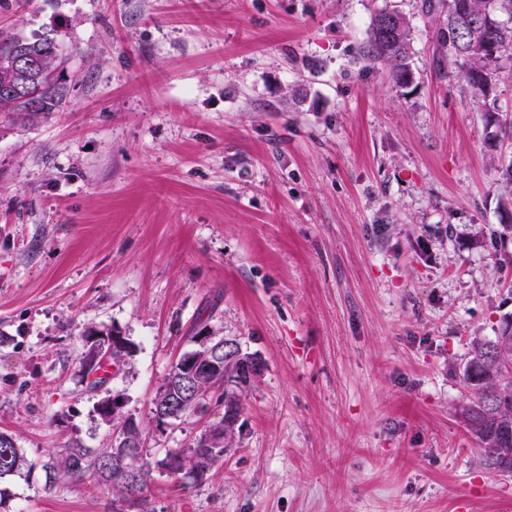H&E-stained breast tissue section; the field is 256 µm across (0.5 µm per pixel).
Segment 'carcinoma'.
<instances>
[{"mask_svg": "<svg viewBox=\"0 0 512 512\" xmlns=\"http://www.w3.org/2000/svg\"><path fill=\"white\" fill-rule=\"evenodd\" d=\"M461 6H469L471 15L479 24L459 28L448 24L439 29L438 42L448 49V58L457 65L472 89L483 96L493 87L497 63L507 52L512 53V0H458ZM399 38L389 39L382 35L376 24L370 25L369 45L371 58L384 65L389 75L398 83L413 74L411 58V29L405 17H400ZM22 44L40 61L41 67L29 73L13 74L11 83H30L39 91V111L52 112L63 101L64 91L55 75L57 42L47 36L23 38L0 35V59L10 55ZM481 76L483 84L471 81V75ZM37 111V112H39ZM0 112H19L35 116L26 102L0 100ZM487 341H476L470 355L476 362L475 371L464 373L465 381L475 391L471 405L465 410L467 431L479 441L485 465L503 464L500 449L512 445V381L508 362L512 361V344L503 343L494 352L485 348ZM82 380L92 372H99L104 363H94L93 349L81 354ZM122 449L103 448L98 452L72 442L59 453L48 454L43 464L45 489L53 490L65 480L82 481L86 478L113 484L121 499L128 506L142 502L141 495L151 479V469L137 457L120 463ZM188 461L191 469L210 472L224 461V452L215 448L190 447ZM27 457L18 448L11 435L0 432V480L18 475L27 467Z\"/></svg>", "mask_w": 512, "mask_h": 512, "instance_id": "1", "label": "carcinoma"}]
</instances>
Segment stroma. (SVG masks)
I'll use <instances>...</instances> for the list:
<instances>
[{
    "mask_svg": "<svg viewBox=\"0 0 512 512\" xmlns=\"http://www.w3.org/2000/svg\"><path fill=\"white\" fill-rule=\"evenodd\" d=\"M425 0H0V33L55 37L65 99L0 112V431L34 467L0 512H112V484L45 489L48 452L140 458L152 400L197 330L263 369L202 483L154 473L148 512H512L460 410L471 343L512 319V56L474 96ZM410 23L414 81L368 55ZM130 350L100 390L90 331Z\"/></svg>",
    "mask_w": 512,
    "mask_h": 512,
    "instance_id": "stroma-1",
    "label": "stroma"
}]
</instances>
